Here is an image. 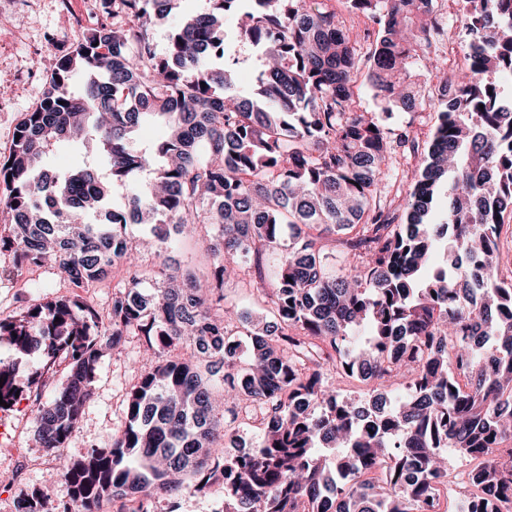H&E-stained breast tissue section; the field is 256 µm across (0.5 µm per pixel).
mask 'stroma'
<instances>
[{"mask_svg": "<svg viewBox=\"0 0 512 512\" xmlns=\"http://www.w3.org/2000/svg\"><path fill=\"white\" fill-rule=\"evenodd\" d=\"M100 0H0V158L14 143L16 128L25 112L41 99L46 79L58 58L80 40L88 29L106 20ZM213 258L197 238L177 239L165 258L141 253V270L157 277L159 270L181 275L192 273L201 282L211 275ZM128 278L125 266L116 265L101 282L86 287L60 276L52 263L17 265L9 251H0V319L18 316L52 296H76L106 312L116 286ZM139 337H127L121 349L100 359L93 382V397L79 428L65 447L43 448L35 434L33 410L48 402L65 381L67 363L58 360L43 369L39 360L21 364L17 381L23 394L15 404L0 409L7 438L0 440V512H16L23 497H37L41 512H59L63 497L61 459L77 461L88 450L104 446L126 422L127 395L149 365ZM151 512H224V486L189 489L181 495L153 497Z\"/></svg>", "mask_w": 512, "mask_h": 512, "instance_id": "stroma-1", "label": "stroma"}]
</instances>
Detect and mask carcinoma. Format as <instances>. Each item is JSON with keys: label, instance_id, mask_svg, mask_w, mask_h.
Instances as JSON below:
<instances>
[{"label": "carcinoma", "instance_id": "obj_1", "mask_svg": "<svg viewBox=\"0 0 512 512\" xmlns=\"http://www.w3.org/2000/svg\"><path fill=\"white\" fill-rule=\"evenodd\" d=\"M108 1L112 24L57 60L0 160V248L17 263L51 261L78 286L119 262L130 271L104 319L61 297L0 320L13 351L0 360V399L15 400L23 361L65 358L66 381L33 410L43 447L62 448L102 350L133 333L160 358L129 393L124 429L65 466L62 512H101L106 498L148 512L142 497L220 476L224 512H427L450 452L477 461L456 512H512V279L498 246L512 215V86L484 79L512 76V0H457L470 64L452 77L430 51L436 0H344L376 25L364 81L377 114L356 107L360 45L327 0H206L162 51L154 27L184 0ZM230 16L259 52L248 95L233 92L226 62ZM420 72L440 76L441 110L397 216L383 177L394 147L418 151L393 119L424 102ZM149 120L164 135L134 147ZM56 146L95 152L51 171ZM129 223L150 228L159 256L212 225V280L165 273L145 287ZM336 235L347 256L338 273L323 244ZM239 271L262 285L264 315L224 295ZM234 321L250 338L244 368ZM325 366L375 383L370 399L345 394ZM245 400L260 432L226 458L215 417L237 419Z\"/></svg>", "mask_w": 512, "mask_h": 512}]
</instances>
